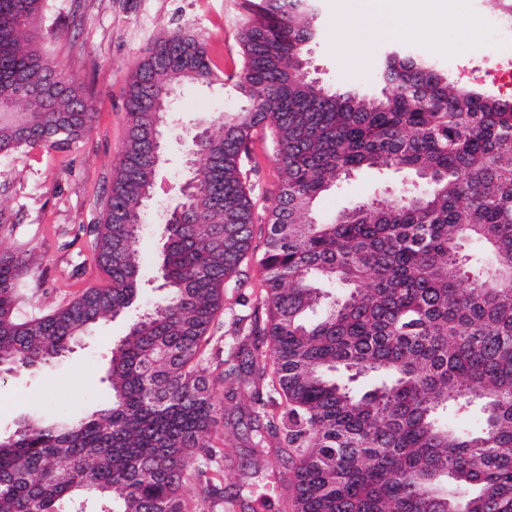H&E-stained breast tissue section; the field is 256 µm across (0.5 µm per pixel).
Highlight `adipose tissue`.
Listing matches in <instances>:
<instances>
[{"mask_svg": "<svg viewBox=\"0 0 512 512\" xmlns=\"http://www.w3.org/2000/svg\"><path fill=\"white\" fill-rule=\"evenodd\" d=\"M432 0H336V24L346 28L358 20L367 25L419 27Z\"/></svg>", "mask_w": 512, "mask_h": 512, "instance_id": "1", "label": "adipose tissue"}]
</instances>
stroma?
Returning <instances> with one entry per match:
<instances>
[{"label": "stroma", "instance_id": "1", "mask_svg": "<svg viewBox=\"0 0 512 512\" xmlns=\"http://www.w3.org/2000/svg\"><path fill=\"white\" fill-rule=\"evenodd\" d=\"M240 2L49 0L45 25L59 27L64 34L57 40L47 39L46 45L90 95L94 121L91 131L70 149L0 154V212L14 223L13 229L0 230V252L25 249L38 259L21 282L20 317L49 313L86 288L105 285L107 277L95 263L90 228L99 221L112 165L124 143L128 78L154 40L173 28L203 37L225 72L237 69L236 34L244 21ZM335 4L336 0H316L322 27L307 54L311 72L333 90L379 92L378 61L393 48L431 58L455 77L476 69L484 86L502 59L512 60V40L497 42L486 53L474 52L465 44L448 50L438 32L441 19L435 15L429 20L435 34L426 42L413 34L360 31L364 59L345 63L336 53ZM240 105L228 89L196 85L185 87L177 99L178 122L168 133L165 161L148 207L153 222L147 225L139 246L138 262L147 284L140 307H147L159 293L161 240L156 220L176 199L175 186L186 174L188 133L200 117L234 111ZM255 152L257 173L252 181L258 220L252 247L259 255L264 251L265 216L278 192L279 176L269 144L257 145ZM404 178L401 172L383 178L371 172L357 173L320 198L318 213L333 216L378 197L381 185L395 187ZM241 279L243 289H226L224 308L201 355L205 374L219 393L224 385L217 377L229 356L233 323L255 316L253 308L240 305L239 298H259L262 274L257 262L242 266ZM131 320L128 314L105 318L58 362L0 376V434L12 432L19 419L31 412L85 414L97 409L108 392L107 354L126 335ZM229 420L236 423L237 434L225 433L220 425L211 434L218 450L207 468L211 484L223 488L235 512H281L284 484L253 453L248 417L233 414Z\"/></svg>", "mask_w": 512, "mask_h": 512}]
</instances>
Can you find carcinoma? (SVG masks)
Instances as JSON below:
<instances>
[{
    "label": "carcinoma",
    "mask_w": 512,
    "mask_h": 512,
    "mask_svg": "<svg viewBox=\"0 0 512 512\" xmlns=\"http://www.w3.org/2000/svg\"><path fill=\"white\" fill-rule=\"evenodd\" d=\"M241 67L202 38L161 34L131 75L126 137L94 252L107 284L18 318L33 255L0 254V369L64 358L140 293L137 262L156 136L189 84H233L242 112L202 123L179 184L190 224L161 229L165 292L108 355L107 398L79 418L28 415L0 436V512H187L226 402L200 367L224 289L241 288L257 219L250 173L269 140L279 191L267 216L264 324L235 323L228 370L249 391L252 440L289 477L283 512H512V97L424 56L388 53L378 94L308 71L312 0H248ZM48 0H0V152L63 150L94 112L44 45ZM411 180L330 218L316 201L364 171ZM272 361L273 373L267 371ZM375 376L355 392L347 381ZM478 408L473 428L448 416Z\"/></svg>",
    "instance_id": "1"
}]
</instances>
